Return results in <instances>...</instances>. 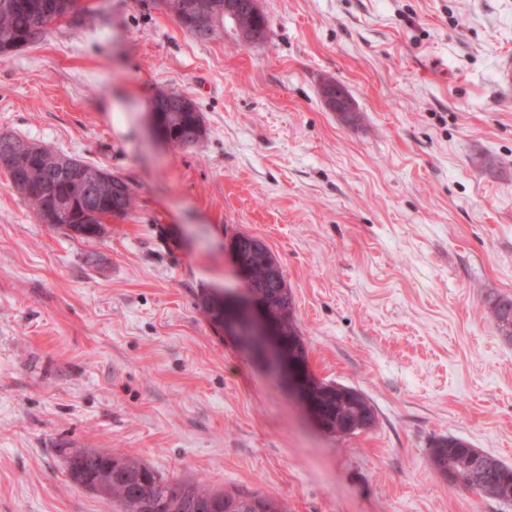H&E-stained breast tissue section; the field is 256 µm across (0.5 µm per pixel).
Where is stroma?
<instances>
[{"instance_id":"obj_1","label":"stroma","mask_w":512,"mask_h":512,"mask_svg":"<svg viewBox=\"0 0 512 512\" xmlns=\"http://www.w3.org/2000/svg\"><path fill=\"white\" fill-rule=\"evenodd\" d=\"M260 3V45L85 0L80 26L0 60V132L135 197L76 239L0 173V512H119L70 477L85 449L288 512H512L430 461L456 436L512 466V340L486 308L512 297V0ZM160 88L197 103L196 147L156 137ZM240 234L279 260L310 372L363 393L372 429L316 428L202 312V289L244 292ZM323 97L331 111L339 113L341 116L349 119L352 112H355V106L352 98L346 89L336 83V86L326 82L323 87Z\"/></svg>"}]
</instances>
